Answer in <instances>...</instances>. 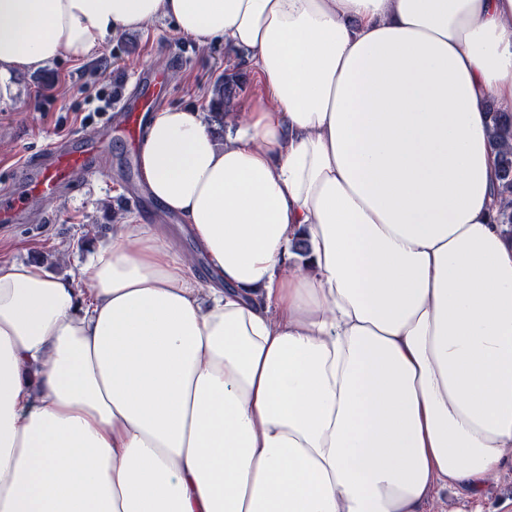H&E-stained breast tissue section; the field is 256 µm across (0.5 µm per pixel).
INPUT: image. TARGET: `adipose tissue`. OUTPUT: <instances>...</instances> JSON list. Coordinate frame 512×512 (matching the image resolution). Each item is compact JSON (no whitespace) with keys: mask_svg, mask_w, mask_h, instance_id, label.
<instances>
[{"mask_svg":"<svg viewBox=\"0 0 512 512\" xmlns=\"http://www.w3.org/2000/svg\"><path fill=\"white\" fill-rule=\"evenodd\" d=\"M166 19L260 76L138 148L175 239L0 264V512H421L512 448V231L488 107L512 0H0V75Z\"/></svg>","mask_w":512,"mask_h":512,"instance_id":"ef3b65f1","label":"adipose tissue"}]
</instances>
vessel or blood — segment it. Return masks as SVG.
Returning a JSON list of instances; mask_svg holds the SVG:
<instances>
[{
  "mask_svg": "<svg viewBox=\"0 0 512 512\" xmlns=\"http://www.w3.org/2000/svg\"><path fill=\"white\" fill-rule=\"evenodd\" d=\"M159 74H152L145 82L138 106L121 104L119 122L128 137H135L139 125L140 113L150 111L157 97L156 87ZM102 148L92 139L81 138L68 145L48 148L45 157L47 163L43 170H25L22 177L27 183V197L5 196L0 198V222L14 223L20 219L26 209L28 197H43L56 194L59 189L78 180L96 169L100 163Z\"/></svg>",
  "mask_w": 512,
  "mask_h": 512,
  "instance_id": "1",
  "label": "vessel or blood"
}]
</instances>
